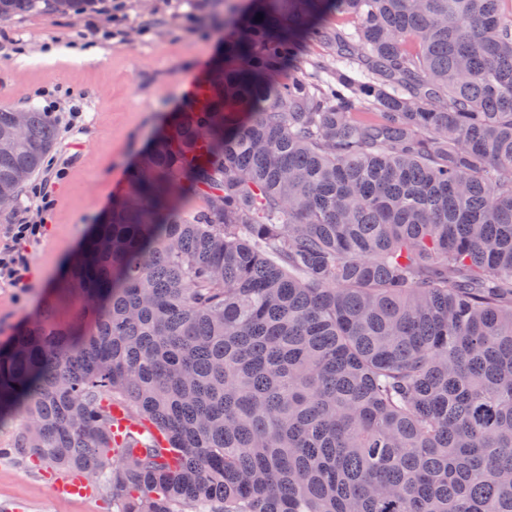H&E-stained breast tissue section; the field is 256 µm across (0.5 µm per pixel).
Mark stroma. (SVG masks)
<instances>
[{"mask_svg": "<svg viewBox=\"0 0 512 512\" xmlns=\"http://www.w3.org/2000/svg\"><path fill=\"white\" fill-rule=\"evenodd\" d=\"M110 0L60 16L36 11L0 23V106L34 105L53 113L58 140L48 170L65 168L52 207L41 212L32 190L0 218V247L14 225L41 232L21 251L29 266L24 285L0 278V345L46 304L62 324L75 305L54 283L115 198L126 194L128 171L151 141L182 110L213 68L226 61L236 20L257 0ZM83 121L68 123L73 100ZM23 500L25 512H112V492L93 498H58L49 480L22 459L0 457V503Z\"/></svg>", "mask_w": 512, "mask_h": 512, "instance_id": "35a3bbf8", "label": "stroma"}]
</instances>
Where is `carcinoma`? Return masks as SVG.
I'll return each instance as SVG.
<instances>
[{
	"label": "carcinoma",
	"mask_w": 512,
	"mask_h": 512,
	"mask_svg": "<svg viewBox=\"0 0 512 512\" xmlns=\"http://www.w3.org/2000/svg\"><path fill=\"white\" fill-rule=\"evenodd\" d=\"M503 2L262 0L57 282L77 323L47 307L0 347V455L115 512H512ZM331 10L348 71L278 80ZM57 135L0 109L1 199Z\"/></svg>",
	"instance_id": "1"
}]
</instances>
